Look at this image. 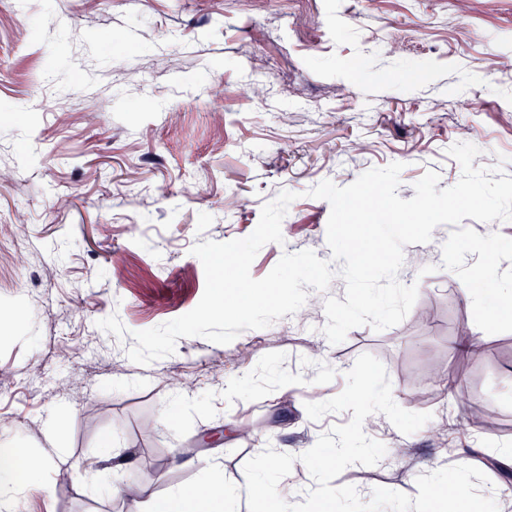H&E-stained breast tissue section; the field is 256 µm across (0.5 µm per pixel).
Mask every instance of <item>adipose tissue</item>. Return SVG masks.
Instances as JSON below:
<instances>
[{
    "instance_id": "1",
    "label": "adipose tissue",
    "mask_w": 512,
    "mask_h": 512,
    "mask_svg": "<svg viewBox=\"0 0 512 512\" xmlns=\"http://www.w3.org/2000/svg\"><path fill=\"white\" fill-rule=\"evenodd\" d=\"M367 374H360L355 399L360 403L359 422L350 438L339 440L334 450L337 463H362L371 459L375 451L370 446L366 423L376 412L385 411L382 400H370L368 396ZM17 449L10 442L0 441V512H17L19 504L31 490L39 489L51 494L50 485L44 484L42 476L46 471L64 469L70 481L83 489L95 488L99 481V460L93 459L84 464L62 467V451L53 448L35 457L29 467L27 477H19L16 467ZM186 465L198 466L206 470L205 480L179 487L164 497H157L150 482L136 481V492L145 500L151 512H234L233 504L238 491L229 489L224 482L223 470L196 456L186 458Z\"/></svg>"
}]
</instances>
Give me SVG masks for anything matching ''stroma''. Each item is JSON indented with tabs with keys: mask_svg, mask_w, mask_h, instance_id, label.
<instances>
[{
	"mask_svg": "<svg viewBox=\"0 0 512 512\" xmlns=\"http://www.w3.org/2000/svg\"><path fill=\"white\" fill-rule=\"evenodd\" d=\"M511 61L512 0H0V223L20 214L25 225L0 237V374L11 379L0 439L29 455L57 441L69 462L103 460L100 489L53 474V496L32 492L19 512H128L107 487L146 478L162 497L196 482L201 469L170 463L191 446L247 488L271 455L301 453L350 421L348 411L311 420L305 405L340 393L364 353L385 366L400 407L431 419L405 435L372 417L375 447L396 439L403 454L349 466L333 486L365 501L377 487L413 497L418 476L469 464L507 512L512 464L496 450L512 446V332H482L466 287L442 268L451 226L405 246L398 279L418 297L396 326L356 327L333 345L320 308L226 345L182 337L145 365L127 351L133 332L199 303L192 247L248 236L281 191L297 198L283 243L254 259L256 279L287 252L329 259L330 205L307 195L322 181L346 186L400 162L407 200L427 171L442 189L459 181L448 153L458 142L512 176ZM17 309L24 318L11 320ZM113 314L126 337L98 327ZM461 327L480 353L458 349ZM233 379L243 391L228 400ZM180 399L190 406L167 428L161 412ZM60 406L73 415L50 427ZM244 424L249 436L224 432Z\"/></svg>",
	"mask_w": 512,
	"mask_h": 512,
	"instance_id": "stroma-1",
	"label": "stroma"
}]
</instances>
